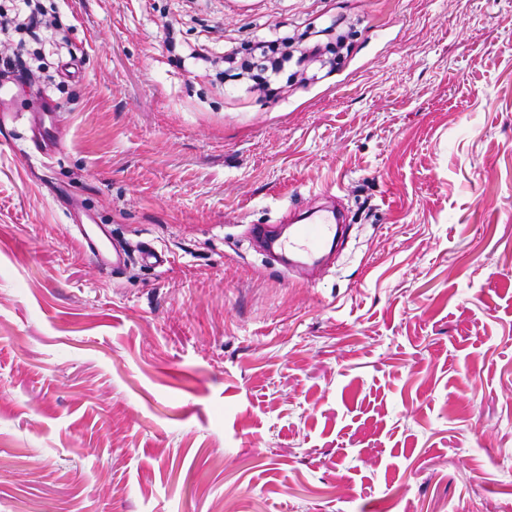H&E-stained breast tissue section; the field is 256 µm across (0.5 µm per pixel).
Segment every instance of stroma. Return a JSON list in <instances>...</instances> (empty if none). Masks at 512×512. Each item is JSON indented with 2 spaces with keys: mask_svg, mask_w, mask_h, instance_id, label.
<instances>
[{
  "mask_svg": "<svg viewBox=\"0 0 512 512\" xmlns=\"http://www.w3.org/2000/svg\"><path fill=\"white\" fill-rule=\"evenodd\" d=\"M39 3L0 0V512H512V0ZM260 37L328 61L221 79ZM322 191L347 244L285 271L249 227ZM60 108L47 99H42L35 122L38 128L32 136L34 150L43 158H52L62 151L65 132L58 119ZM76 229L83 246L98 266L114 273L126 263L125 254L112 243L108 225L99 224L93 213H85Z\"/></svg>",
  "mask_w": 512,
  "mask_h": 512,
  "instance_id": "obj_1",
  "label": "stroma"
}]
</instances>
